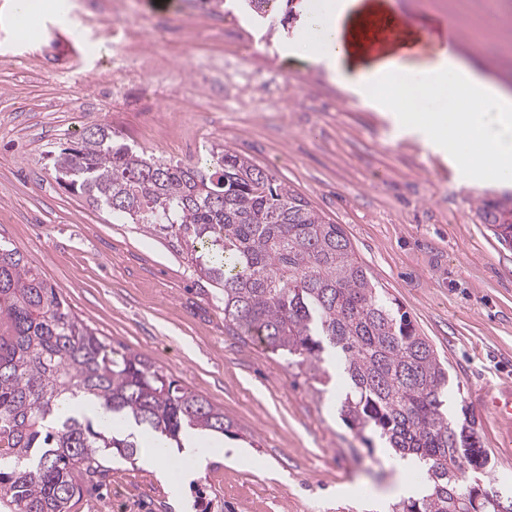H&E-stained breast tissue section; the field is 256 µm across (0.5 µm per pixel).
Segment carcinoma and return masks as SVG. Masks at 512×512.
Segmentation results:
<instances>
[{
    "mask_svg": "<svg viewBox=\"0 0 512 512\" xmlns=\"http://www.w3.org/2000/svg\"><path fill=\"white\" fill-rule=\"evenodd\" d=\"M285 25L295 0H248ZM56 179L112 213L186 246L224 294V322L318 373L325 347L347 379L343 420L370 430L429 482L392 512H512V495L460 478L487 455L470 423L445 410L448 369L409 316L377 287L338 224L249 157L217 145L195 166L148 156L98 126L53 156ZM512 244V197L479 210ZM100 418L55 416L67 399ZM224 410L142 355L120 351L67 305L62 289L0 244V512H71L99 494L112 456L183 447L193 430L238 436Z\"/></svg>",
    "mask_w": 512,
    "mask_h": 512,
    "instance_id": "1",
    "label": "carcinoma"
}]
</instances>
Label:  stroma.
<instances>
[{"label":"stroma","mask_w":512,"mask_h":512,"mask_svg":"<svg viewBox=\"0 0 512 512\" xmlns=\"http://www.w3.org/2000/svg\"><path fill=\"white\" fill-rule=\"evenodd\" d=\"M32 19L0 0V243L18 250L59 286L71 310L114 347L143 355L181 386L223 409L238 434L207 459L176 499L145 459H116L100 500L146 501L149 512H368L395 504L398 473L380 439L365 440L340 415L344 375L306 369L224 322V297L199 278L175 238L120 224L58 184L49 151L107 125L136 150L196 162L208 144L246 155L341 225L372 281L406 312L448 368L452 419H474L489 456L483 487L512 493V423L494 421L488 395L512 392V247L478 207L512 195V181L458 175L452 160L402 130L380 99L362 100L321 66L289 53L288 36L243 42L224 9L194 0H141L138 22L152 49L192 70L235 52L283 72V98L252 112L198 89L206 105L163 132L179 90L152 77L130 102L100 98L94 74L111 67L123 26L113 0H29ZM400 14L418 37L415 63L435 58L445 20L468 35L459 58L512 91V0H358L344 32L354 68L393 56L378 32L383 12ZM192 21H185V13ZM209 128L211 142L195 139Z\"/></svg>","instance_id":"35a3bbf8"}]
</instances>
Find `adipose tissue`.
<instances>
[{
    "mask_svg": "<svg viewBox=\"0 0 512 512\" xmlns=\"http://www.w3.org/2000/svg\"><path fill=\"white\" fill-rule=\"evenodd\" d=\"M354 0H315L291 47L308 61L323 65L336 83L356 88L366 98L390 90L405 102L402 125L416 129L426 145L448 151L461 178L475 171L489 181L512 178V94L487 83L452 50H441L415 67L402 49L370 71L350 72V40L342 20Z\"/></svg>",
    "mask_w": 512,
    "mask_h": 512,
    "instance_id": "obj_1",
    "label": "adipose tissue"
}]
</instances>
